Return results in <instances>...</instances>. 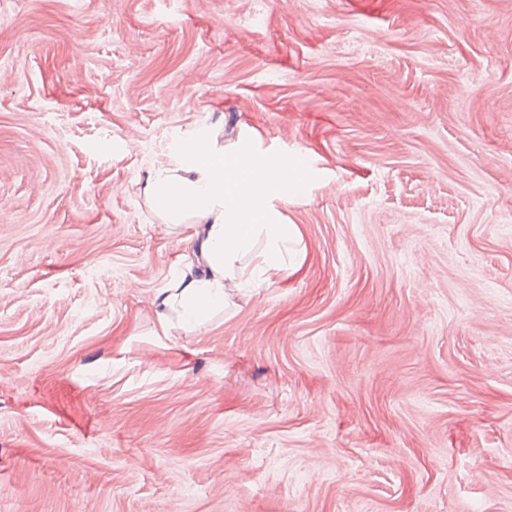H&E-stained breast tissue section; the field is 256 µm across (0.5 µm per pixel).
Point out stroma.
<instances>
[{
  "mask_svg": "<svg viewBox=\"0 0 512 512\" xmlns=\"http://www.w3.org/2000/svg\"><path fill=\"white\" fill-rule=\"evenodd\" d=\"M201 128L313 167L164 330ZM0 512H512V0H0Z\"/></svg>",
  "mask_w": 512,
  "mask_h": 512,
  "instance_id": "1",
  "label": "stroma"
}]
</instances>
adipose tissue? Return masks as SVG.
<instances>
[{"label":"adipose tissue","mask_w":512,"mask_h":512,"mask_svg":"<svg viewBox=\"0 0 512 512\" xmlns=\"http://www.w3.org/2000/svg\"><path fill=\"white\" fill-rule=\"evenodd\" d=\"M268 168L261 158L243 162L237 154L213 148L205 129L179 141L170 162L154 168L146 188L150 208L165 224L202 225L200 253L206 266L204 275H186L176 288L158 294L161 325L169 324L174 311L183 325H201L223 308L226 289L285 270L283 253L295 229L283 223L268 199L287 195L288 186L271 178ZM257 180L264 184L261 204L250 192ZM252 253L258 261L248 270L241 262Z\"/></svg>","instance_id":"1"}]
</instances>
